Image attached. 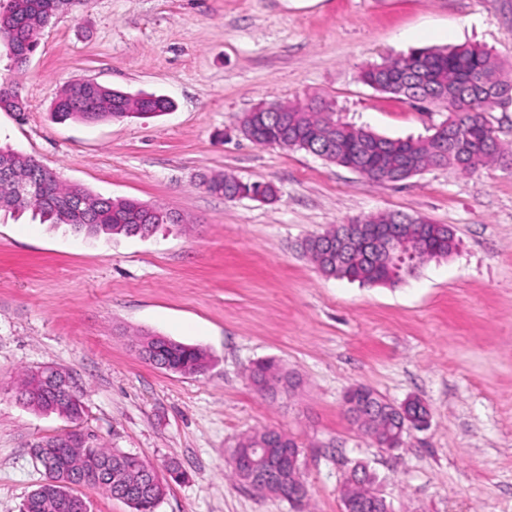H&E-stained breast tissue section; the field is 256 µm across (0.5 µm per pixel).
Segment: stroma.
<instances>
[{"label": "stroma", "instance_id": "1", "mask_svg": "<svg viewBox=\"0 0 512 512\" xmlns=\"http://www.w3.org/2000/svg\"><path fill=\"white\" fill-rule=\"evenodd\" d=\"M478 45L512 62V0H84L43 30L24 72L0 48L23 117L0 110V146L60 181L177 216L146 237L93 239L0 213V512L44 479L32 451L68 421L25 408L21 374L52 366L83 393L80 431L158 467L176 466L158 512H341L340 481L369 462L393 512H512V110L490 113L500 163L371 182L308 152L257 145L238 120L261 103L323 100L390 138L427 135L447 113L379 93L362 67L417 48ZM92 79L173 101L166 114L57 121L66 84ZM232 174L279 190L225 200ZM379 212L450 227L457 248L390 286L321 273L301 241ZM156 334L202 348L181 376L138 355ZM273 358L297 383L269 398L247 377ZM367 386L419 397L430 426L376 448L346 418ZM302 447L309 495L261 494L231 474L244 433Z\"/></svg>", "mask_w": 512, "mask_h": 512}]
</instances>
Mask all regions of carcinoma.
Segmentation results:
<instances>
[{
    "mask_svg": "<svg viewBox=\"0 0 512 512\" xmlns=\"http://www.w3.org/2000/svg\"><path fill=\"white\" fill-rule=\"evenodd\" d=\"M77 0H8L0 11V40L15 43L13 58L21 71L37 49L35 33L50 22L66 4ZM359 79L376 91L415 103L439 104L448 111L445 135L439 130L425 138L391 139L371 130L355 127L332 117L327 105L311 100L305 104L265 105L259 112L267 128L266 139L278 145L304 150L338 166L359 171L372 182L398 183L409 172L420 173L429 167H448L464 174L498 161L501 150L486 114L512 107V79L504 77L501 65L491 53L475 46L448 50L419 48L366 66ZM18 92L0 86V109L23 112L14 102ZM173 108L171 100L153 94L138 98L109 87L81 93L70 83L53 104L57 120L65 122L101 121L125 117L150 118ZM6 168L27 178L35 190L19 197L12 183L0 181V211L30 210L45 224H66L89 237H145L160 225L172 222L170 213L158 209L151 213L145 205L129 199L114 200L89 193L79 185L63 184L55 172L34 157L12 149L0 148V169ZM208 190L232 201L240 198L272 200L276 190L270 183L243 181L232 175L209 180ZM359 224L379 235L388 225L401 229L399 248L392 256L365 251L360 240L344 235L345 225L337 224L301 242V250L320 271L362 285H395L415 273L424 262L446 258L455 249V238L424 217L399 212L378 213L358 218ZM176 360L190 375L207 368L206 354L186 344L173 346ZM256 390L275 397L288 393L292 379L280 372L275 360L262 359L249 368ZM52 381L31 373L22 380L18 400L27 408L45 414H58L78 421L84 409L56 400ZM365 402L346 409L348 419L378 448L402 446L397 437L402 420L389 410L387 401L366 387ZM57 437L43 440V457L38 460L45 480L22 503L21 512H76L69 497L77 486L99 488L111 497L128 503L134 512H157L166 495V487L150 484L140 467L125 453L99 446L96 442L74 441L60 460L52 453ZM299 447L296 439L279 430L264 429L242 437L230 455L251 448L266 450L278 464L265 467L260 478L250 480L239 471L232 474L243 485L257 492H271L290 498V487L303 475L288 463L285 453ZM364 478L342 480V503L347 512H367L370 492L376 490V476L361 465Z\"/></svg>",
    "mask_w": 512,
    "mask_h": 512,
    "instance_id": "obj_1",
    "label": "carcinoma"
}]
</instances>
